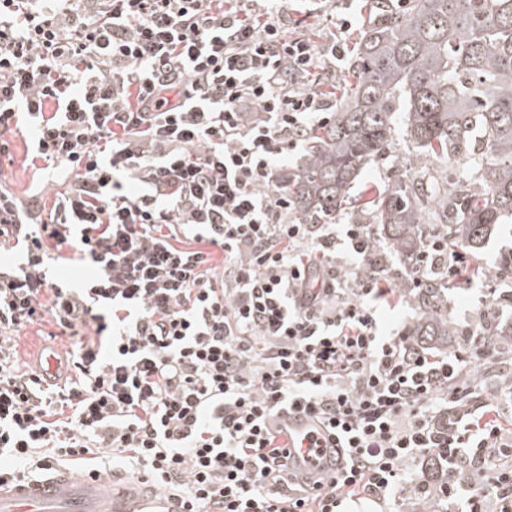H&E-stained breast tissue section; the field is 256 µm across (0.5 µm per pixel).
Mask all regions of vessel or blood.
<instances>
[{
    "instance_id": "obj_1",
    "label": "vessel or blood",
    "mask_w": 512,
    "mask_h": 512,
    "mask_svg": "<svg viewBox=\"0 0 512 512\" xmlns=\"http://www.w3.org/2000/svg\"><path fill=\"white\" fill-rule=\"evenodd\" d=\"M290 458L306 477L334 470L338 462L320 424L301 413L281 415ZM180 512L178 500L156 503L143 478L130 474L74 475L62 469L0 486V512Z\"/></svg>"
}]
</instances>
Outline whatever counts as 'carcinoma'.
Here are the masks:
<instances>
[{"instance_id":"cac0c4a2","label":"carcinoma","mask_w":512,"mask_h":512,"mask_svg":"<svg viewBox=\"0 0 512 512\" xmlns=\"http://www.w3.org/2000/svg\"><path fill=\"white\" fill-rule=\"evenodd\" d=\"M380 11L350 61L343 104L309 131L298 174L282 186L300 224L345 210L363 164L393 142L400 114L419 162L364 209L405 260L430 220L447 225L448 241L478 249L491 227L512 217V0H407L400 13L387 4ZM431 159L459 160L471 179L434 194ZM444 290L418 294L410 332L436 347L456 333Z\"/></svg>"}]
</instances>
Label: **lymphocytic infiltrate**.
Wrapping results in <instances>:
<instances>
[{
    "label": "lymphocytic infiltrate",
    "mask_w": 512,
    "mask_h": 512,
    "mask_svg": "<svg viewBox=\"0 0 512 512\" xmlns=\"http://www.w3.org/2000/svg\"><path fill=\"white\" fill-rule=\"evenodd\" d=\"M350 28L290 37L279 0H0V157L32 126L67 182L49 208L0 188V253L27 258L0 266V482L109 453L186 512H512V429L473 370L512 339L444 352L381 326L433 281L471 286L465 248L433 236L394 275L370 225L289 220L278 164L334 106L304 79ZM53 247L94 277L48 280ZM46 319L89 330L61 386L10 363ZM295 410L343 460L308 487L275 425ZM431 454L446 481L416 477Z\"/></svg>",
    "instance_id": "f902f5d3"
}]
</instances>
